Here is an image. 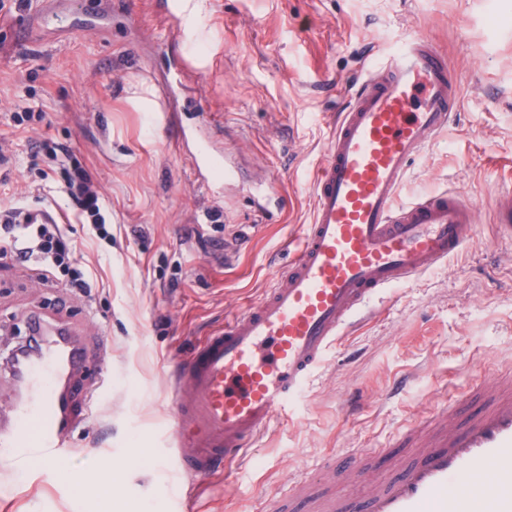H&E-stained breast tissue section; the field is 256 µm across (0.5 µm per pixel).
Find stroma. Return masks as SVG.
Masks as SVG:
<instances>
[{"label": "stroma", "mask_w": 512, "mask_h": 512, "mask_svg": "<svg viewBox=\"0 0 512 512\" xmlns=\"http://www.w3.org/2000/svg\"><path fill=\"white\" fill-rule=\"evenodd\" d=\"M167 2L53 0L39 17L38 0H8L0 10V145L13 154L0 203L66 208L50 190L51 141L90 169L112 226L108 241L70 226L80 268L99 282L88 296L0 259V363L38 312L85 340L91 360L75 388L110 368L65 468L21 471L0 453V512H180L184 479L165 442L171 359L287 268L346 85L414 34L445 56L461 107L412 162L400 199L457 193L475 206L472 239L375 301L249 458L195 473L194 512H274L305 475L316 494L346 495L336 475L345 448L380 449L371 476L389 480L406 460L403 428L433 427L443 401L512 365V237L495 218L497 193L512 188V0H206L190 24ZM491 8L502 26L488 24ZM26 108L35 119L14 122ZM189 134L212 145L230 179L198 180Z\"/></svg>", "instance_id": "35a3bbf8"}]
</instances>
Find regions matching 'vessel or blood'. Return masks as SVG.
Segmentation results:
<instances>
[{
  "label": "vessel or blood",
  "mask_w": 512,
  "mask_h": 512,
  "mask_svg": "<svg viewBox=\"0 0 512 512\" xmlns=\"http://www.w3.org/2000/svg\"><path fill=\"white\" fill-rule=\"evenodd\" d=\"M459 93L437 47L423 36L364 67L349 106L332 127L312 182L311 224L288 269L265 294L205 336L175 366L174 465L189 475L242 457L309 386L328 350L387 288L460 252L472 236L473 206L457 195L399 193L412 161L448 127ZM86 363L73 333L48 337L22 381L34 402L0 422V451L26 470L62 464L76 423L58 381ZM482 408L447 411L444 427L402 437L411 460L370 483V455L338 463L355 487L318 512H512V371L472 391Z\"/></svg>",
  "instance_id": "1"
}]
</instances>
